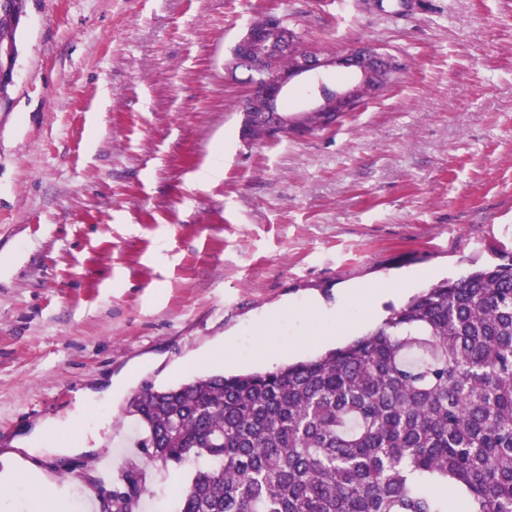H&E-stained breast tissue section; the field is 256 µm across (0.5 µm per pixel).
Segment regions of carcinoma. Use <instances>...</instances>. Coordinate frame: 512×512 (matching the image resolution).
Instances as JSON below:
<instances>
[{
    "instance_id": "obj_1",
    "label": "carcinoma",
    "mask_w": 512,
    "mask_h": 512,
    "mask_svg": "<svg viewBox=\"0 0 512 512\" xmlns=\"http://www.w3.org/2000/svg\"><path fill=\"white\" fill-rule=\"evenodd\" d=\"M127 413L177 512H512V258L391 307L351 343L273 370L147 386ZM112 512H137L121 473Z\"/></svg>"
}]
</instances>
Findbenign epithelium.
<instances>
[{
  "instance_id": "benign-epithelium-1",
  "label": "benign epithelium",
  "mask_w": 512,
  "mask_h": 512,
  "mask_svg": "<svg viewBox=\"0 0 512 512\" xmlns=\"http://www.w3.org/2000/svg\"><path fill=\"white\" fill-rule=\"evenodd\" d=\"M261 42L267 43L276 54L286 50L295 58L294 64L285 70L275 67L273 58H268L259 76L249 82L242 99V126L248 129L262 121L273 136L286 137L333 126L341 116L357 110L367 97L383 91L399 69L394 58L371 44L359 46L340 58L322 59L314 51L298 48L293 31L274 13L248 25L245 34L231 48V59L224 63V69L248 65L251 46ZM17 55V46L12 42L0 49V86L12 83ZM331 65L351 70L356 79L331 92L323 91L320 69ZM301 76L308 78L314 103L305 110L290 113L283 104L290 83Z\"/></svg>"
}]
</instances>
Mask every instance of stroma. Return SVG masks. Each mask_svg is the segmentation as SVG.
Returning a JSON list of instances; mask_svg holds the SVG:
<instances>
[{
	"label": "stroma",
	"instance_id": "35a3bbf8",
	"mask_svg": "<svg viewBox=\"0 0 512 512\" xmlns=\"http://www.w3.org/2000/svg\"><path fill=\"white\" fill-rule=\"evenodd\" d=\"M269 11L301 47L371 43L401 68L331 128L247 138L248 72L224 60ZM16 37L0 112V478L18 485L0 512H36L34 467L53 512H101L100 457L144 474L139 512H176L190 468L140 448L124 409L142 387L315 357L512 251V0H26ZM367 288L384 298L373 318ZM228 337L235 362H199ZM105 383L111 398L90 402ZM72 417L97 455L20 451Z\"/></svg>",
	"mask_w": 512,
	"mask_h": 512
}]
</instances>
